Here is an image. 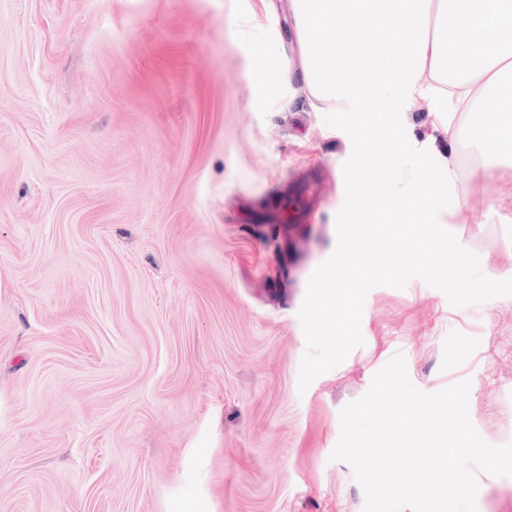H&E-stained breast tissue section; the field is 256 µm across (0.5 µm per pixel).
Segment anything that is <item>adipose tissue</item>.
<instances>
[{
  "instance_id": "obj_1",
  "label": "adipose tissue",
  "mask_w": 512,
  "mask_h": 512,
  "mask_svg": "<svg viewBox=\"0 0 512 512\" xmlns=\"http://www.w3.org/2000/svg\"><path fill=\"white\" fill-rule=\"evenodd\" d=\"M298 74L328 111L371 97L392 113L468 108L484 151L512 147V0H288ZM481 84V97L472 94Z\"/></svg>"
}]
</instances>
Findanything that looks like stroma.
Masks as SVG:
<instances>
[{
    "mask_svg": "<svg viewBox=\"0 0 512 512\" xmlns=\"http://www.w3.org/2000/svg\"><path fill=\"white\" fill-rule=\"evenodd\" d=\"M276 2L0 0V512H364L340 412L399 353L512 443V296L372 288L363 344L299 389L352 143L298 78L260 91L264 62L297 65ZM432 109L403 124L453 156L440 221L492 276L512 166L472 180L471 115ZM298 176L328 191L291 224L266 188ZM476 477L477 512H512V476Z\"/></svg>",
    "mask_w": 512,
    "mask_h": 512,
    "instance_id": "stroma-1",
    "label": "stroma"
}]
</instances>
